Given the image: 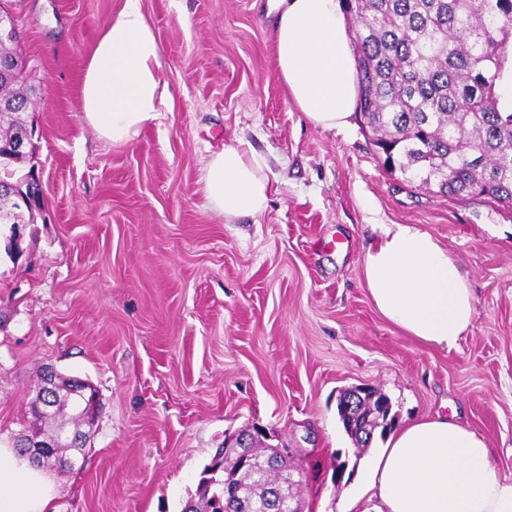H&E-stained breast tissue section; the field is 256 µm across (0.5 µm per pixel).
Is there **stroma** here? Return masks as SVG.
<instances>
[{
    "label": "stroma",
    "mask_w": 512,
    "mask_h": 512,
    "mask_svg": "<svg viewBox=\"0 0 512 512\" xmlns=\"http://www.w3.org/2000/svg\"><path fill=\"white\" fill-rule=\"evenodd\" d=\"M121 3L8 0L44 211L0 250V441L27 429L46 368L101 403L83 468L46 473L53 512H183L242 431L293 448L303 512H347L359 459L337 398L363 385L396 424L475 431L512 479V209L407 181L360 121L313 126L276 73L274 0H143L172 105L131 144L101 139L80 87ZM239 139L276 190L228 224L201 167ZM381 224L428 230L468 278L477 318L455 349L375 310L363 261Z\"/></svg>",
    "instance_id": "stroma-1"
}]
</instances>
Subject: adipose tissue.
Returning <instances> with one entry per match:
<instances>
[{
  "mask_svg": "<svg viewBox=\"0 0 512 512\" xmlns=\"http://www.w3.org/2000/svg\"><path fill=\"white\" fill-rule=\"evenodd\" d=\"M278 7L279 79L314 126L349 127L358 84L341 0H278ZM161 68L142 0H123L87 63L80 90L85 122L112 143L135 141L170 104ZM202 182L208 206L228 220L262 213L272 193L265 161L242 139L204 160ZM363 275L378 313L425 345L453 349L476 321L459 265L418 225H381ZM356 481L352 512H512V480L499 475L485 439L445 417L395 430L363 458ZM52 499L43 473L0 444V512H50Z\"/></svg>",
  "mask_w": 512,
  "mask_h": 512,
  "instance_id": "ef3b65f1",
  "label": "adipose tissue"
}]
</instances>
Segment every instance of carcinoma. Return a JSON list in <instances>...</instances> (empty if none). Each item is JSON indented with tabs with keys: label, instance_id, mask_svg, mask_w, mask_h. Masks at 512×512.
<instances>
[{
	"label": "carcinoma",
	"instance_id": "carcinoma-1",
	"mask_svg": "<svg viewBox=\"0 0 512 512\" xmlns=\"http://www.w3.org/2000/svg\"><path fill=\"white\" fill-rule=\"evenodd\" d=\"M352 20L359 97L356 112L371 132L384 163L412 183L448 197H483L512 207V110L500 103L498 86L512 64V0H342ZM16 43L0 42V59L17 65V73L0 76V173L15 169L22 158H9L15 134L25 128L20 113L28 106L22 89L25 64ZM33 222V212L18 209L0 195V216ZM382 392L363 403L353 419L340 414L345 431L361 449L376 429L391 431L395 419ZM59 414L72 407V441L56 442L59 460L85 448L81 426L93 417L73 390L54 395ZM367 428L356 436L352 422ZM222 478L198 488L196 512H224V486L243 496L247 512H267L272 497L296 502L294 466L268 464L256 448L248 467L219 453Z\"/></svg>",
	"mask_w": 512,
	"mask_h": 512
}]
</instances>
